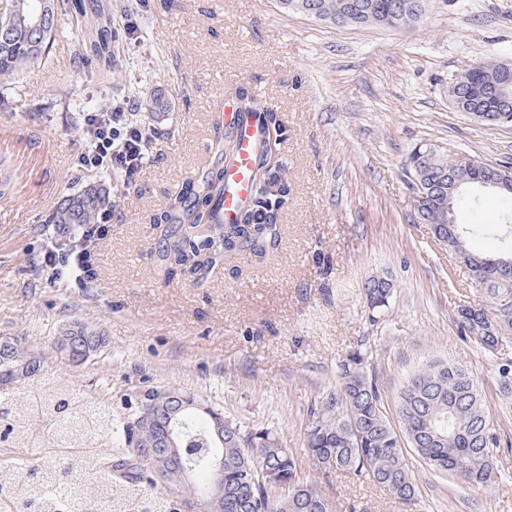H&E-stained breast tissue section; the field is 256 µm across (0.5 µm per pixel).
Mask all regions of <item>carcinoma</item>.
<instances>
[{"label":"carcinoma","instance_id":"carcinoma-1","mask_svg":"<svg viewBox=\"0 0 512 512\" xmlns=\"http://www.w3.org/2000/svg\"><path fill=\"white\" fill-rule=\"evenodd\" d=\"M312 5L318 21L337 27H414L426 15L428 0H283L278 8L292 13L291 3ZM30 0H15L10 20L13 37L0 42V87L11 85L26 69L44 63L65 17L72 13L71 0H50V27L41 49L31 47L25 17ZM512 48L503 50L499 60H483L458 75L452 84L478 88L496 81L503 61ZM241 123L256 122L263 147L255 165L262 173L284 139L281 116L258 104L250 88L234 92ZM149 111L163 115L170 102L161 89L149 96ZM239 144L235 136L214 131L211 149L218 159H236ZM456 161L442 151L423 144L409 156V183L422 179L434 184L438 176L455 168ZM478 183L462 185L446 198L448 222L456 225L459 238H448V255L464 264L472 280L483 287L489 303L458 307L460 327L487 353H494L503 338L512 335V270L505 275L481 269L480 259L488 255L474 251L470 239L498 233L501 224H458L454 215L457 200L466 192L480 204ZM288 179L275 172L268 180L252 181L249 200L234 223H223L224 170L216 167L198 181H189L170 199L166 210L153 218L161 229L163 260L170 262L168 274H195L218 267L225 254L247 251L262 258L278 237L279 218L288 201ZM117 196L109 183L88 182L65 194L49 215L59 247L81 245L80 234L112 211ZM361 288L369 308L379 311L391 297L392 284L384 277H368ZM82 343L73 351L56 342L55 349L70 363L89 361L83 348L95 342L98 333L80 322L62 332ZM338 384L311 409L306 430V452L316 468L327 476L344 472L388 491L395 499L410 503L418 486L405 457V445L441 473H449L476 486L491 482L493 452L500 447L492 431L474 379L457 363L432 360L414 372L402 386L397 401L400 430H395L383 411L382 397L373 378L364 370V354L356 350L338 365ZM26 383L20 400L15 394H0V447L45 448L49 442L66 447L80 443L91 449L104 438L122 445L110 456L93 451L73 456L66 452L43 454L35 460L18 458L0 467V512H127L133 502L145 512H178L176 500L149 494L166 485L179 494L176 465L146 454L157 440L173 431L183 463L194 467L189 494L200 503V512H332V503L313 483L298 475V460L292 450L267 429L243 431L224 420V413L192 392H184L187 407L167 422L163 413H151L162 404L166 390L145 392L136 400L133 413L122 425L114 423L112 405L92 400L60 377L45 371L42 357L25 347L23 338H0V387ZM224 455L223 490L215 507H210L211 477L204 468L213 454ZM25 481L23 497L15 495L19 481Z\"/></svg>","mask_w":512,"mask_h":512}]
</instances>
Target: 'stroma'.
Returning a JSON list of instances; mask_svg holds the SVG:
<instances>
[{"label": "stroma", "mask_w": 512, "mask_h": 512, "mask_svg": "<svg viewBox=\"0 0 512 512\" xmlns=\"http://www.w3.org/2000/svg\"><path fill=\"white\" fill-rule=\"evenodd\" d=\"M45 65L26 70L4 95L0 152L18 179L0 197V336H20L48 372L99 395L112 408L157 387L183 388L249 431L271 430L291 448L304 480L320 484L334 512H512V408L498 367L512 362V336L495 355L462 332L458 289L467 268L417 222L405 164L432 144L460 159L512 158V125L485 126L457 111L448 86L476 62L512 45V0H431L413 28L335 27L284 14L274 0H75ZM135 37L124 34L127 23ZM120 32L110 48L118 75L82 67L79 55ZM279 112V148L290 194L279 239L263 260L225 258L205 277H167L162 241L149 222L183 183L216 164L210 148L218 104L236 86ZM164 89L165 116L146 111L145 91ZM128 100L153 134L150 162L118 192L106 235L92 251L94 277L78 287L37 269L53 240L47 218L61 195L99 174L78 165L83 104ZM461 224L512 222V198L461 197ZM390 278L389 306L371 316L360 288ZM80 320L106 348L78 367L56 357L61 328ZM366 358L388 418L405 378L429 361L462 364L475 379L500 440L485 488L435 472L415 451L418 484L402 504L381 487L339 473L323 480L305 451L310 410L334 389L337 365Z\"/></svg>", "instance_id": "35a3bbf8"}]
</instances>
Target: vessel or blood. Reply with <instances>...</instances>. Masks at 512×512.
I'll return each instance as SVG.
<instances>
[{
    "mask_svg": "<svg viewBox=\"0 0 512 512\" xmlns=\"http://www.w3.org/2000/svg\"><path fill=\"white\" fill-rule=\"evenodd\" d=\"M226 122L234 123L236 114L232 105H225ZM235 125V123H234ZM234 133L240 143L237 159L224 167L223 213L225 223H234L251 189V171L254 160L262 149V142L254 125H235Z\"/></svg>",
    "mask_w": 512,
    "mask_h": 512,
    "instance_id": "1",
    "label": "vessel or blood"
}]
</instances>
